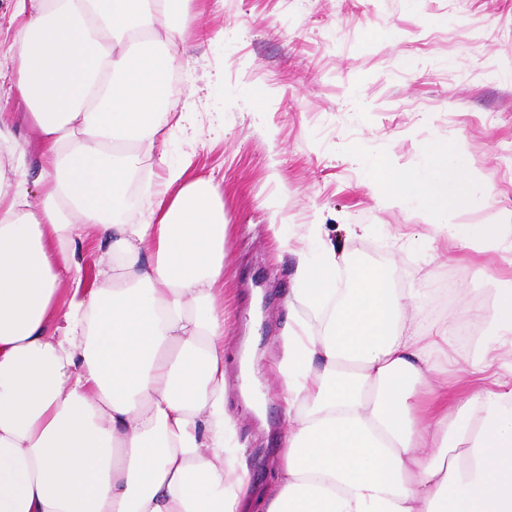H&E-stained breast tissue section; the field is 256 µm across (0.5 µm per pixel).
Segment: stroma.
<instances>
[{"label": "stroma", "instance_id": "35a3bbf8", "mask_svg": "<svg viewBox=\"0 0 512 512\" xmlns=\"http://www.w3.org/2000/svg\"><path fill=\"white\" fill-rule=\"evenodd\" d=\"M173 21L184 39L164 104L165 156L224 193L225 333L252 336L267 394L262 418L235 390L229 409L261 485L287 427L271 365L295 256L279 236L323 225L341 260L363 257L423 294L425 323L452 328L457 367L484 335L502 259L425 252L418 241L433 236V217L386 204L356 155L409 171L430 144L459 142L489 191L457 223L511 215L512 0H196L190 18Z\"/></svg>", "mask_w": 512, "mask_h": 512}]
</instances>
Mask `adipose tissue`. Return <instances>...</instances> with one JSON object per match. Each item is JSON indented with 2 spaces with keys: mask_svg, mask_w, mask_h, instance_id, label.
<instances>
[{
  "mask_svg": "<svg viewBox=\"0 0 512 512\" xmlns=\"http://www.w3.org/2000/svg\"><path fill=\"white\" fill-rule=\"evenodd\" d=\"M194 2L11 0L0 28L37 138L0 113V512H512V280L454 378L447 322L369 263L337 287L318 224L280 336L283 453L253 488L226 409L224 196L175 167L126 214L178 63L170 17ZM361 163L391 205L435 216L430 250L512 257V218L455 220L484 191L461 147L432 144L405 176ZM92 237L106 259L88 288Z\"/></svg>",
  "mask_w": 512,
  "mask_h": 512,
  "instance_id": "1",
  "label": "adipose tissue"
}]
</instances>
